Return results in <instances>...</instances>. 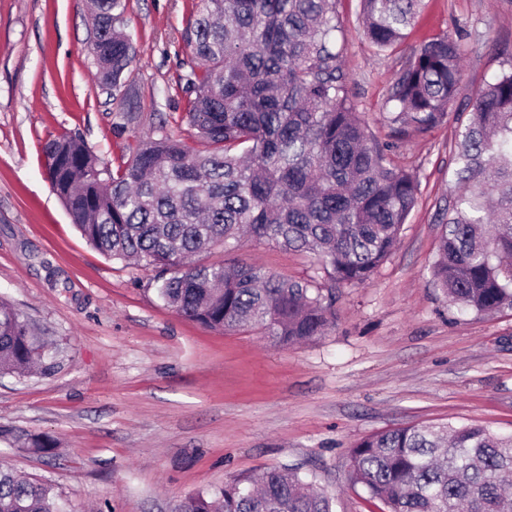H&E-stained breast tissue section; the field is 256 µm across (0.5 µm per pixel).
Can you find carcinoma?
Masks as SVG:
<instances>
[{
    "instance_id": "1",
    "label": "carcinoma",
    "mask_w": 512,
    "mask_h": 512,
    "mask_svg": "<svg viewBox=\"0 0 512 512\" xmlns=\"http://www.w3.org/2000/svg\"><path fill=\"white\" fill-rule=\"evenodd\" d=\"M88 50L101 85L118 90L135 56L128 0H90ZM423 0H360L369 42L394 52ZM336 0H197L183 33L181 122L110 170L81 136L48 140L53 192L86 241L155 272L163 304L222 333L259 330L281 346L335 321L336 287L364 285L391 255L419 182L368 130L349 90ZM463 36L454 28L407 55L386 101L396 133H426L456 102ZM453 144L452 181L469 189L444 209L431 275L449 302L478 315L512 310V67L476 90ZM312 253L325 283L281 279L256 264H188L242 237ZM51 347L0 300V374H44ZM14 442L50 454L48 434ZM512 434L476 424L411 425L366 436L348 479L385 512H512ZM0 512H65L53 488L0 470ZM176 512H332L298 472L268 469L187 496Z\"/></svg>"
}]
</instances>
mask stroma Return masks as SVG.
I'll use <instances>...</instances> for the list:
<instances>
[{
	"label": "stroma",
	"mask_w": 512,
	"mask_h": 512,
	"mask_svg": "<svg viewBox=\"0 0 512 512\" xmlns=\"http://www.w3.org/2000/svg\"><path fill=\"white\" fill-rule=\"evenodd\" d=\"M195 0H129L136 56L128 91L98 83L87 0H0V299L62 353L47 375L0 377V465L51 485L68 512H173L198 491L272 467L295 468L332 512H379L348 482L360 439L417 423L477 424L512 433V311L462 312L431 267L450 183L448 121L397 143L396 164L420 184L401 240L369 283L336 290V322L279 347L256 331L224 334L162 306L152 271L89 246L53 193L42 144L72 132L116 168L159 117L179 132L182 33ZM343 64L358 110L380 141L390 86L405 56L380 54L337 0ZM465 35L457 108L512 67V0H425L407 31L417 47L451 28ZM136 120L122 135L120 113ZM205 263H258L295 281L306 255L246 243ZM59 442L42 456L13 436Z\"/></svg>",
	"instance_id": "stroma-1"
}]
</instances>
